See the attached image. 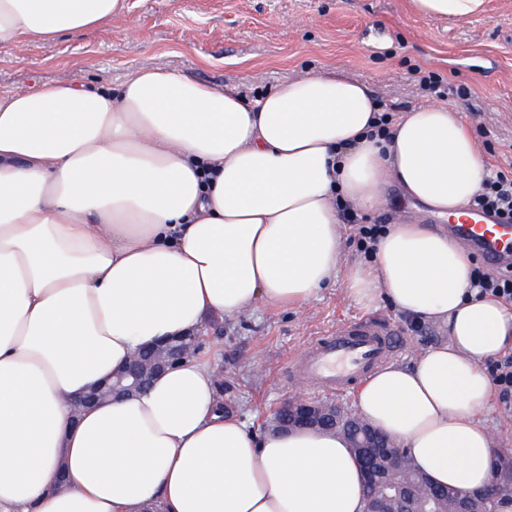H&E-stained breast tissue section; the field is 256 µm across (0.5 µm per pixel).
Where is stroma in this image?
Returning a JSON list of instances; mask_svg holds the SVG:
<instances>
[{
	"instance_id": "1",
	"label": "stroma",
	"mask_w": 512,
	"mask_h": 512,
	"mask_svg": "<svg viewBox=\"0 0 512 512\" xmlns=\"http://www.w3.org/2000/svg\"><path fill=\"white\" fill-rule=\"evenodd\" d=\"M143 67L234 88L250 100L309 72L363 81L402 113L457 107L489 168L512 160V0H487L484 13L453 25L414 13L410 0H128L126 14L105 26L19 53L0 48V93L78 74L88 87L114 88ZM431 74L443 77L444 92L422 88ZM460 88L467 98L457 96ZM399 218L433 222L392 184L367 221ZM361 316L403 330L396 363H412L448 339L446 328L415 323L387 302H355L339 280L297 308L259 305L213 319L201 356L219 373L225 404L261 432L286 399L328 398L296 385L289 362L337 322ZM478 420L500 453L502 478L512 480V415L493 401Z\"/></svg>"
}]
</instances>
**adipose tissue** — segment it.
Here are the masks:
<instances>
[{
    "label": "adipose tissue",
    "mask_w": 512,
    "mask_h": 512,
    "mask_svg": "<svg viewBox=\"0 0 512 512\" xmlns=\"http://www.w3.org/2000/svg\"><path fill=\"white\" fill-rule=\"evenodd\" d=\"M485 0H411L460 22ZM127 0H0V47L98 28ZM368 84L306 74L246 102L165 68L0 93V512H362L341 433L248 429L199 358L71 419L69 402L141 347L257 304L308 301L345 271L364 305L448 327L412 366L375 370L360 414L440 486L492 476L477 415L485 361L512 350V309L476 297L448 235L390 224L370 267L345 264L337 206L397 183L460 222L488 168L457 109L385 132ZM67 470L69 488L56 487Z\"/></svg>",
    "instance_id": "obj_1"
}]
</instances>
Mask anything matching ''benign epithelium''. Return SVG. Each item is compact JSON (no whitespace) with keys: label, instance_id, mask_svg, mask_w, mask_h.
Returning <instances> with one entry per match:
<instances>
[{"label":"benign epithelium","instance_id":"benign-epithelium-1","mask_svg":"<svg viewBox=\"0 0 512 512\" xmlns=\"http://www.w3.org/2000/svg\"><path fill=\"white\" fill-rule=\"evenodd\" d=\"M200 334L192 333L176 339H165L151 349L135 355L125 366L105 382L93 387L74 406L88 408L104 400H122L144 388L159 373L187 358L197 348ZM281 410L285 419H276L277 426L293 428L333 427L347 429L343 423L345 411L338 406L325 407L320 404L287 401ZM382 432L365 426L351 433V447L360 462L366 502L364 512H388V505L397 504L401 512H437L431 499L417 500L414 488L409 484L396 485L388 479V472L400 471L409 464V459L399 445L380 443ZM512 499V484L492 481L478 494H465L454 501V512H477L486 502Z\"/></svg>","mask_w":512,"mask_h":512}]
</instances>
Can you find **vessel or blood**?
<instances>
[{"label": "vessel or blood", "mask_w": 512, "mask_h": 512, "mask_svg": "<svg viewBox=\"0 0 512 512\" xmlns=\"http://www.w3.org/2000/svg\"><path fill=\"white\" fill-rule=\"evenodd\" d=\"M451 230L463 244L476 247L495 263L507 252L504 238L512 237L511 224L480 212ZM404 344L402 331L389 322L373 318L345 322L315 339L298 356L292 375L298 382L333 394L365 380Z\"/></svg>", "instance_id": "1"}]
</instances>
